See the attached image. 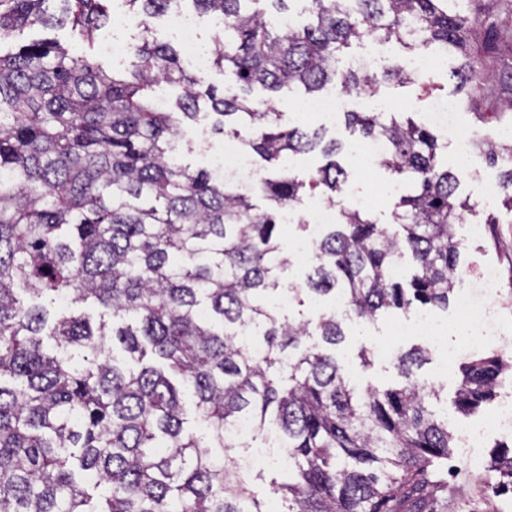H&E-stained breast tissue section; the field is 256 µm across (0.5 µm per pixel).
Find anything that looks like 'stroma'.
Masks as SVG:
<instances>
[{"label":"stroma","instance_id":"1","mask_svg":"<svg viewBox=\"0 0 512 512\" xmlns=\"http://www.w3.org/2000/svg\"><path fill=\"white\" fill-rule=\"evenodd\" d=\"M104 6L110 21L97 32L94 42L82 41L67 25L54 29L28 28L17 35L16 40L23 44L36 39H55L71 52L89 55L105 69L122 73L128 64L127 59L113 56L106 52L105 47L115 39L137 41L141 32L124 27V20L130 17L124 0H105ZM455 66V60L437 59L435 68L423 76L421 83L405 87L387 85L362 91L359 98L351 101L349 108L354 112H388L394 101L408 99L413 102V116L418 119L428 102V96L421 91L425 83L432 86L434 95L457 102L461 124L475 134L473 159L468 163L457 161L450 141L443 137L438 140L441 156L448 161L458 177L460 196L479 204L481 221L489 220L493 223L490 232L482 234L479 239L468 241L463 257V271L473 278L482 268L493 267L499 275L502 288L506 289L512 287V208L504 203L500 193L501 168L489 162L487 150L497 142L500 127H512V112L498 109L500 102L512 95V50L502 49L490 60L489 66L494 77L493 90L486 97V112L480 114L472 112L465 95L458 92L457 84L451 76ZM214 121L210 107L205 106L197 120L182 128L178 136V159L182 164L194 169L208 168L210 153L221 150L224 142L223 136L213 131ZM342 164L348 179L344 193L335 198L336 206L360 209L368 212L375 223L393 226L394 197H387L379 203L373 199L371 190L398 185L397 175L380 164L359 162L348 153L343 154ZM325 201V196L321 194L308 193L297 205L295 222L289 225L283 237V246L291 259L283 275L284 284L301 285L310 271L311 265L301 258L297 242L306 236L304 224L312 210ZM423 313V308L415 307L405 313L397 311L380 316L371 323H347L346 338L337 346L336 355L361 386L386 388L397 385L401 377L395 355L399 350L419 343L420 338L412 332L403 336L395 335L394 327L400 323H414ZM435 318L443 329L444 346L432 350L428 363L419 369L418 376L439 389L440 396L434 400L433 407L440 410L451 407L459 366L468 361L471 354L464 348L466 323L456 306H449L444 312H436ZM363 345L373 350L372 364L366 368L361 366L356 357L358 349ZM496 392V401L475 414L463 416L451 412L449 415L453 429L482 430L478 454L484 460L488 459L493 445L504 438L503 433L490 430L489 425L500 400L512 396V370L500 377ZM463 453V448H454L452 456L445 463L450 477L447 486L436 494L438 512H512V494H494L482 474L461 470L460 459Z\"/></svg>","mask_w":512,"mask_h":512}]
</instances>
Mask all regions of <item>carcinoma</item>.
<instances>
[{
    "label": "carcinoma",
    "instance_id": "1",
    "mask_svg": "<svg viewBox=\"0 0 512 512\" xmlns=\"http://www.w3.org/2000/svg\"><path fill=\"white\" fill-rule=\"evenodd\" d=\"M124 2L147 30L182 0ZM191 2L223 20L213 64L235 86L187 73L173 46L148 36L123 76L55 41L0 44V512H244L245 502L266 512L235 476L239 458L224 455L243 418L275 426L288 446L292 466L277 489L287 512H435L442 478L431 473L455 435L426 406L436 391L415 376L429 348L400 353L402 384L378 390L352 383L336 346L347 319L416 303L448 310L462 266L456 224L475 204L439 162L433 131L409 113H345L356 139L384 142L381 165L405 183L398 224L342 210L297 293L342 296L346 317L291 322L269 304L290 263L278 214L307 189L341 193L344 145L258 111L242 93L297 86L313 98L329 85L414 83L404 64L338 69L343 49L371 38L411 55H465L452 76L480 112L493 76L466 55L467 35L486 28L491 52L512 31L459 0H307L313 21L279 33L258 4L292 0ZM107 22L102 0H0V40L69 23L90 42ZM161 79L181 88L175 102L154 97ZM203 103L216 131L253 130L248 145L267 162L314 151L327 162L306 183L284 171L262 180L269 207L259 210L233 182L174 162L173 142ZM404 259L413 273L403 282L391 269ZM88 300L98 324L64 314ZM313 331L322 345L302 347ZM117 344L137 368L116 363ZM509 370L501 354L460 364L455 410L487 403ZM185 389L202 437L187 425ZM486 469L512 493V446H496ZM102 485L107 494L94 496Z\"/></svg>",
    "mask_w": 512,
    "mask_h": 512
}]
</instances>
